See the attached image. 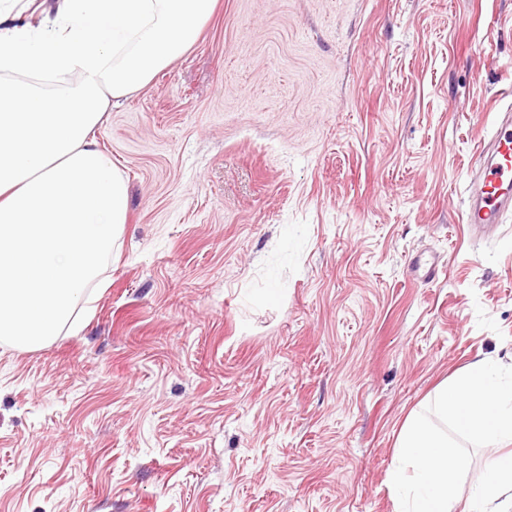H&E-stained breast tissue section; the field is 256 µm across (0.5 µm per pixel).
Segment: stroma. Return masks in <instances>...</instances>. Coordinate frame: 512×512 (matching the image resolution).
<instances>
[{"label":"stroma","instance_id":"35a3bbf8","mask_svg":"<svg viewBox=\"0 0 512 512\" xmlns=\"http://www.w3.org/2000/svg\"><path fill=\"white\" fill-rule=\"evenodd\" d=\"M511 105L512 0H219L96 131L90 317L0 342V512H396L406 419L512 361V215L462 222Z\"/></svg>","mask_w":512,"mask_h":512}]
</instances>
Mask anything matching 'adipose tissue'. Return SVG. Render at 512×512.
Listing matches in <instances>:
<instances>
[{"label": "adipose tissue", "instance_id": "1", "mask_svg": "<svg viewBox=\"0 0 512 512\" xmlns=\"http://www.w3.org/2000/svg\"><path fill=\"white\" fill-rule=\"evenodd\" d=\"M215 3L58 0L34 25L0 5L1 340L36 349L79 328L129 210L96 130L196 42ZM433 407L494 451L462 512H512V363L474 359ZM465 468L447 432L409 417L388 474L399 512H452Z\"/></svg>", "mask_w": 512, "mask_h": 512}]
</instances>
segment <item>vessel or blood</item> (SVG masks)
Wrapping results in <instances>:
<instances>
[{
    "instance_id": "obj_1",
    "label": "vessel or blood",
    "mask_w": 512,
    "mask_h": 512,
    "mask_svg": "<svg viewBox=\"0 0 512 512\" xmlns=\"http://www.w3.org/2000/svg\"><path fill=\"white\" fill-rule=\"evenodd\" d=\"M489 159L464 210V221L484 234L494 232L512 213V114L503 113L489 143Z\"/></svg>"
}]
</instances>
